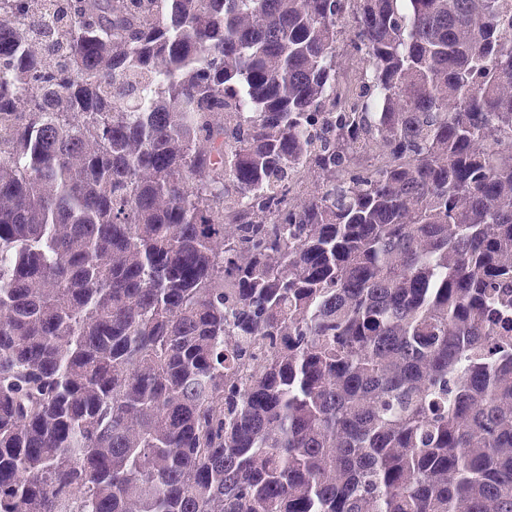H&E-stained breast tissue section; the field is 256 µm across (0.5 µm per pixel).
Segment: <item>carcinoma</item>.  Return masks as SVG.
<instances>
[{"label":"carcinoma","instance_id":"carcinoma-1","mask_svg":"<svg viewBox=\"0 0 512 512\" xmlns=\"http://www.w3.org/2000/svg\"><path fill=\"white\" fill-rule=\"evenodd\" d=\"M0 512H512V0H0Z\"/></svg>","mask_w":512,"mask_h":512}]
</instances>
